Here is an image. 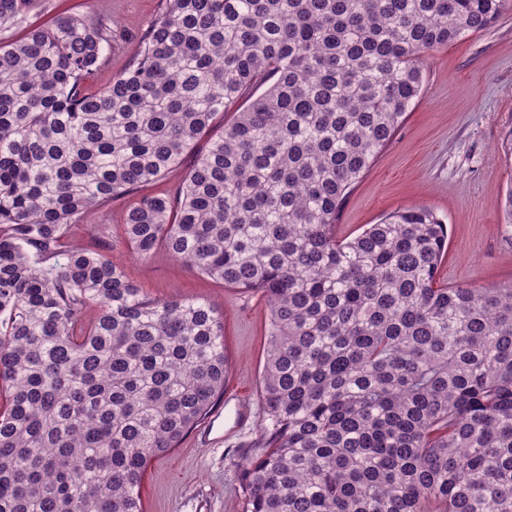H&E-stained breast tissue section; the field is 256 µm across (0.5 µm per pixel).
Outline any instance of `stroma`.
<instances>
[{"label":"stroma","mask_w":512,"mask_h":512,"mask_svg":"<svg viewBox=\"0 0 512 512\" xmlns=\"http://www.w3.org/2000/svg\"><path fill=\"white\" fill-rule=\"evenodd\" d=\"M79 14L113 20L107 62L87 81L100 88L125 69L147 21L162 0H68ZM424 85L392 141L353 186L336 221L350 239L365 225L412 206L434 209L448 226L440 279L451 286L512 283V229L500 201L512 185V8L488 28L424 53ZM136 195L102 206L88 218L110 227L106 241L128 278L153 299L205 300L224 315L230 373L224 403L179 448L148 464L144 512H243L238 457L259 441L256 420L234 426V403L259 411L270 310L261 294L224 287L175 262L164 250L132 255L121 238V213Z\"/></svg>","instance_id":"1"}]
</instances>
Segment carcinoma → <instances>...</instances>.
<instances>
[{
	"label": "carcinoma",
	"mask_w": 512,
	"mask_h": 512,
	"mask_svg": "<svg viewBox=\"0 0 512 512\" xmlns=\"http://www.w3.org/2000/svg\"><path fill=\"white\" fill-rule=\"evenodd\" d=\"M32 2L0 0V512H143L148 462L224 397L222 314L71 240L134 190L131 253L269 306L244 512H512V285L442 283L427 206L336 237L422 54L512 0H165L94 92L109 18L35 24Z\"/></svg>",
	"instance_id": "cac0c4a2"
}]
</instances>
